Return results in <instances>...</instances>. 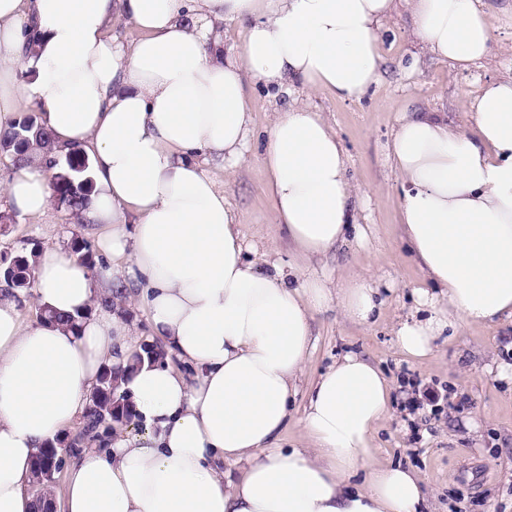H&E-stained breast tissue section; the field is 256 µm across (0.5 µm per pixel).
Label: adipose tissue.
<instances>
[{"label": "adipose tissue", "instance_id": "1", "mask_svg": "<svg viewBox=\"0 0 512 512\" xmlns=\"http://www.w3.org/2000/svg\"><path fill=\"white\" fill-rule=\"evenodd\" d=\"M478 2L0 0V127L35 105L56 153L83 149L95 184L83 220L103 225L106 258L90 269L51 247L36 259L37 304L83 313L77 328L24 324L0 296V512H34L35 457L84 415L105 365L143 431L87 443L62 495L47 496L53 510L420 512L415 472L373 457L392 393L361 354L337 358L308 390L310 449L279 445L316 314L333 305L368 325L383 304V275L336 278L323 264L367 241L338 136L296 102L265 133L266 191L293 255L270 273L250 256L216 174L250 148L248 82L359 98L379 77L384 22L404 4L432 56L482 66L493 36ZM117 21L139 39L113 37ZM220 22L242 24L241 41L225 45ZM464 108L463 126L402 113L388 145L400 231L423 277L417 312L395 336L420 363L464 325L512 317V72ZM47 166L38 149L15 166L11 213L47 212ZM119 289L146 312V330L120 312ZM106 297L114 308H102ZM157 341L155 360L146 347Z\"/></svg>", "mask_w": 512, "mask_h": 512}]
</instances>
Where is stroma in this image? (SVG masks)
<instances>
[{"instance_id": "obj_1", "label": "stroma", "mask_w": 512, "mask_h": 512, "mask_svg": "<svg viewBox=\"0 0 512 512\" xmlns=\"http://www.w3.org/2000/svg\"><path fill=\"white\" fill-rule=\"evenodd\" d=\"M491 23L494 55L481 67L460 70L422 51L409 10L400 9L385 23L380 77L358 99L342 101L299 84L279 94L249 84L255 146L245 162L224 172V191L242 233L257 249L267 250L271 263L287 262L288 244L280 238L265 193L261 143L288 99L323 112L344 146L354 182L371 189L360 209L367 244L346 246L328 268L336 275L377 269L395 288L383 293L381 313L371 325L345 322L332 307L316 315V346L302 382L310 384L347 351L380 365L395 403L378 431L374 456L415 471L429 512H512V385L486 370L495 360L512 363V318L465 327L439 342L422 363L400 352L394 330L410 313L421 276L400 240L399 186L387 146L405 112H442L450 122H464V100L512 63V17L495 13ZM99 233V227L76 223L54 206L40 219L0 224V254H14L34 242L65 248L75 237L92 243Z\"/></svg>"}]
</instances>
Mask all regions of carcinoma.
Returning a JSON list of instances; mask_svg holds the SVG:
<instances>
[{
  "label": "carcinoma",
  "instance_id": "obj_1",
  "mask_svg": "<svg viewBox=\"0 0 512 512\" xmlns=\"http://www.w3.org/2000/svg\"><path fill=\"white\" fill-rule=\"evenodd\" d=\"M37 146L47 154L54 151L50 133L42 127L34 114L24 117L9 129L0 131V154L19 164L27 160L29 151ZM49 183L52 197L60 208L73 218L82 220L81 214L93 192L94 182L89 158L81 150L73 148L60 157L49 159ZM70 249L81 263L94 266L95 260L89 243L79 237L72 239ZM39 252L38 246L30 250L18 251L10 258L0 259V280L5 284V292L13 297L18 291L30 287L32 277V260ZM134 422L130 405L118 393L116 374L106 366L102 370L98 386L95 388L91 405L83 417L78 442L94 436L102 425H129ZM56 443L50 442L41 449L33 467L32 486L37 488L35 501L43 502L53 481L44 478L42 468L51 455Z\"/></svg>",
  "mask_w": 512,
  "mask_h": 512
}]
</instances>
